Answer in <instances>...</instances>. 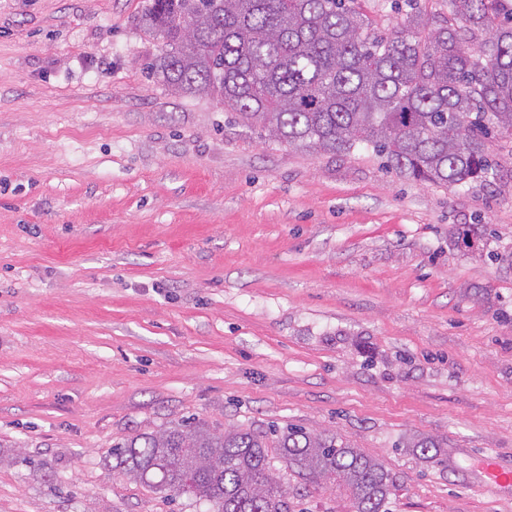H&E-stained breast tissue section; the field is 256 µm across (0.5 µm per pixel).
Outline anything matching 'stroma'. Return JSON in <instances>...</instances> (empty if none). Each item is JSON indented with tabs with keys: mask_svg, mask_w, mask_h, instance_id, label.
I'll return each mask as SVG.
<instances>
[{
	"mask_svg": "<svg viewBox=\"0 0 512 512\" xmlns=\"http://www.w3.org/2000/svg\"><path fill=\"white\" fill-rule=\"evenodd\" d=\"M145 4L0 0V512H208L112 467L185 418L341 436L389 512H512V139L451 188L269 142L148 75Z\"/></svg>",
	"mask_w": 512,
	"mask_h": 512,
	"instance_id": "1",
	"label": "stroma"
}]
</instances>
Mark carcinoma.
<instances>
[{
  "instance_id": "carcinoma-1",
  "label": "carcinoma",
  "mask_w": 512,
  "mask_h": 512,
  "mask_svg": "<svg viewBox=\"0 0 512 512\" xmlns=\"http://www.w3.org/2000/svg\"><path fill=\"white\" fill-rule=\"evenodd\" d=\"M364 0H150L137 24L162 42L148 73L180 96H217L267 139L332 155L372 149L437 186L496 175L492 133L512 135V0H393L382 30ZM279 449L275 472L268 449ZM115 467L210 512H290L293 479L340 487L349 512H388L383 465L336 435L288 424L210 432L181 420L112 446Z\"/></svg>"
}]
</instances>
